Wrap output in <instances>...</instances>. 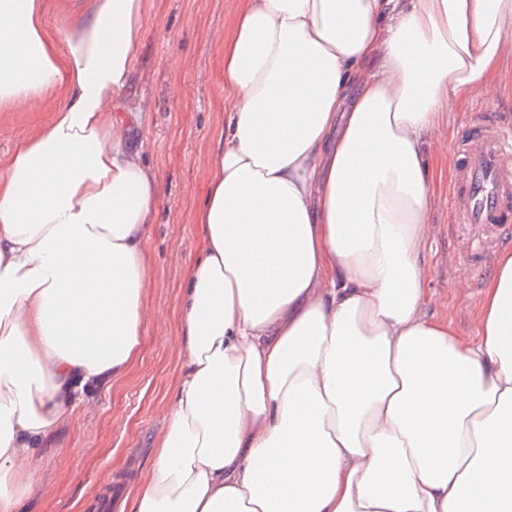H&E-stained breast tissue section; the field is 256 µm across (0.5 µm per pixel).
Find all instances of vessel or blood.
Segmentation results:
<instances>
[{
    "instance_id": "vessel-or-blood-1",
    "label": "vessel or blood",
    "mask_w": 512,
    "mask_h": 512,
    "mask_svg": "<svg viewBox=\"0 0 512 512\" xmlns=\"http://www.w3.org/2000/svg\"><path fill=\"white\" fill-rule=\"evenodd\" d=\"M451 210L467 248L458 272L486 265L512 244V129L492 112L474 114L453 145Z\"/></svg>"
}]
</instances>
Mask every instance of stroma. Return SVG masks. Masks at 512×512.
I'll list each match as a JSON object with an SVG mask.
<instances>
[{
    "label": "stroma",
    "mask_w": 512,
    "mask_h": 512,
    "mask_svg": "<svg viewBox=\"0 0 512 512\" xmlns=\"http://www.w3.org/2000/svg\"><path fill=\"white\" fill-rule=\"evenodd\" d=\"M237 5L238 0H145L144 25L133 49L135 67L116 105L127 144L141 148L143 161L156 174L145 299L166 324L145 323L125 375L58 426L35 461L17 512H98L97 503L111 500L113 489H125L152 461L179 361L177 347L161 342L157 334H179L181 290L204 245L193 215L206 190L207 160L229 105L224 33ZM488 109L512 123V60L504 65L499 97L491 103L477 98L447 112L436 138L447 158L433 183L432 231L423 254L432 269L426 314L448 319L467 337L477 333L473 299L485 283L467 284L465 297L455 290L463 282L456 272L462 243L448 211L454 166L449 151L470 113Z\"/></svg>",
    "instance_id": "1"
}]
</instances>
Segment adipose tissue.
Segmentation results:
<instances>
[{
  "mask_svg": "<svg viewBox=\"0 0 512 512\" xmlns=\"http://www.w3.org/2000/svg\"><path fill=\"white\" fill-rule=\"evenodd\" d=\"M0 0V512L152 314L156 179L125 148L144 0ZM67 53H60L59 42ZM512 0H239L180 360L120 512H512V251L476 337L422 308L434 134L495 100ZM44 117V113L29 112L22 107L15 112H0V126H3L14 136H19L25 133L36 119Z\"/></svg>",
  "mask_w": 512,
  "mask_h": 512,
  "instance_id": "adipose-tissue-1",
  "label": "adipose tissue"
}]
</instances>
